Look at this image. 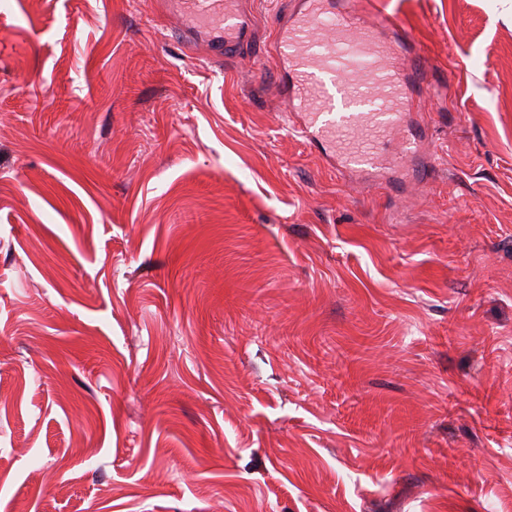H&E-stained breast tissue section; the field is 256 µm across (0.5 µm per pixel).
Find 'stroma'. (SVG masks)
<instances>
[{"label": "stroma", "mask_w": 512, "mask_h": 512, "mask_svg": "<svg viewBox=\"0 0 512 512\" xmlns=\"http://www.w3.org/2000/svg\"><path fill=\"white\" fill-rule=\"evenodd\" d=\"M455 98L399 173L150 0H0V512H512V0H378Z\"/></svg>", "instance_id": "1"}]
</instances>
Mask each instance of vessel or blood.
Masks as SVG:
<instances>
[{"instance_id":"obj_1","label":"vessel or blood","mask_w":512,"mask_h":512,"mask_svg":"<svg viewBox=\"0 0 512 512\" xmlns=\"http://www.w3.org/2000/svg\"><path fill=\"white\" fill-rule=\"evenodd\" d=\"M187 22L215 31L213 55H231L251 37L237 0H178ZM410 39L364 0H295L278 24L274 52L285 110L313 146L346 172L381 159L393 129L433 79L404 70Z\"/></svg>"}]
</instances>
